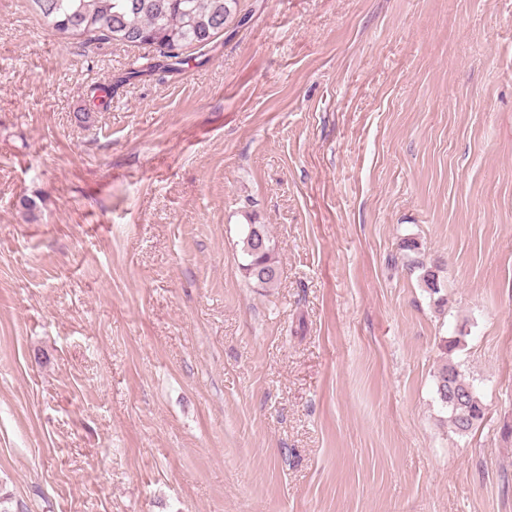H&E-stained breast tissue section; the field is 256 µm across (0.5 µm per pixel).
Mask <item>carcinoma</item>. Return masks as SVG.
<instances>
[{"mask_svg": "<svg viewBox=\"0 0 512 512\" xmlns=\"http://www.w3.org/2000/svg\"><path fill=\"white\" fill-rule=\"evenodd\" d=\"M47 27L64 38H84L129 46H156L160 61L154 71L168 72L186 64L183 50L199 53L213 43L236 16L239 0H33ZM241 268L263 288L279 280L276 246L266 225L245 229ZM437 395L450 412L454 432L471 433L485 418L486 406L466 382L458 365L448 360L437 375Z\"/></svg>", "mask_w": 512, "mask_h": 512, "instance_id": "obj_1", "label": "carcinoma"}]
</instances>
